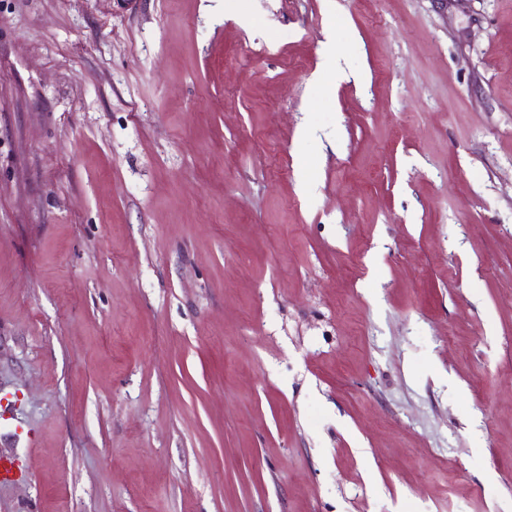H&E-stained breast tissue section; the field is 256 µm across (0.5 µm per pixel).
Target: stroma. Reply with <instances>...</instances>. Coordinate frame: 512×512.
<instances>
[{
	"label": "stroma",
	"instance_id": "stroma-1",
	"mask_svg": "<svg viewBox=\"0 0 512 512\" xmlns=\"http://www.w3.org/2000/svg\"><path fill=\"white\" fill-rule=\"evenodd\" d=\"M0 393V512H512V0H0Z\"/></svg>",
	"mask_w": 512,
	"mask_h": 512
}]
</instances>
